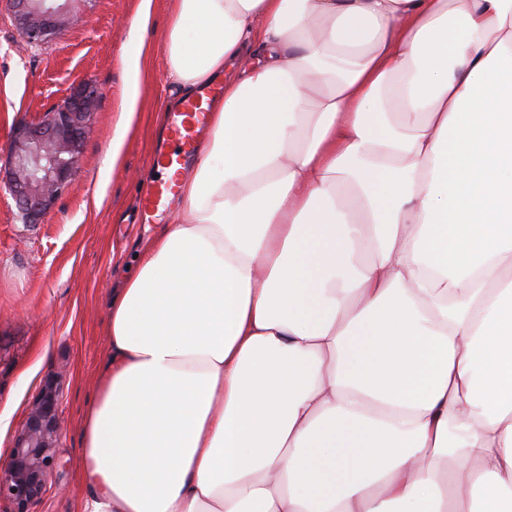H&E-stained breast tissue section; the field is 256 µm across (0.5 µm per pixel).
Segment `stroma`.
Wrapping results in <instances>:
<instances>
[{
	"mask_svg": "<svg viewBox=\"0 0 512 512\" xmlns=\"http://www.w3.org/2000/svg\"><path fill=\"white\" fill-rule=\"evenodd\" d=\"M141 0H77L80 21L40 48L22 49L6 0H0V157L15 126L38 118L79 85L98 90L83 162L74 186L36 224L26 223L0 185V457L32 398L49 378L61 384L55 464L29 512H79L86 494L81 431L109 353V304L137 267L138 244L166 223L168 210L146 212L139 181L161 139L153 115L170 93L162 36L171 0H153L141 60V123L108 179L100 171L121 103L122 47Z\"/></svg>",
	"mask_w": 512,
	"mask_h": 512,
	"instance_id": "35a3bbf8",
	"label": "stroma"
}]
</instances>
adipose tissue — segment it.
Instances as JSON below:
<instances>
[{
  "label": "adipose tissue",
  "instance_id": "1",
  "mask_svg": "<svg viewBox=\"0 0 512 512\" xmlns=\"http://www.w3.org/2000/svg\"><path fill=\"white\" fill-rule=\"evenodd\" d=\"M164 64L224 95L110 302L82 512H512V0H174Z\"/></svg>",
  "mask_w": 512,
  "mask_h": 512
}]
</instances>
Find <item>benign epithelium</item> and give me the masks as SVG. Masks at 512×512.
I'll return each instance as SVG.
<instances>
[{"label":"benign epithelium","mask_w":512,"mask_h":512,"mask_svg":"<svg viewBox=\"0 0 512 512\" xmlns=\"http://www.w3.org/2000/svg\"><path fill=\"white\" fill-rule=\"evenodd\" d=\"M27 45H44L75 22L71 0H8ZM96 87L83 84L37 120L19 123L4 163L5 183L24 219L36 223L72 187L90 128ZM59 388L47 380L34 397L6 462H0V501L28 512L54 465L60 422Z\"/></svg>","instance_id":"1"}]
</instances>
